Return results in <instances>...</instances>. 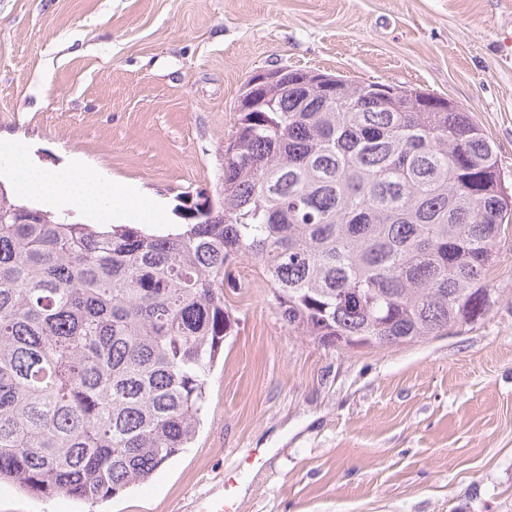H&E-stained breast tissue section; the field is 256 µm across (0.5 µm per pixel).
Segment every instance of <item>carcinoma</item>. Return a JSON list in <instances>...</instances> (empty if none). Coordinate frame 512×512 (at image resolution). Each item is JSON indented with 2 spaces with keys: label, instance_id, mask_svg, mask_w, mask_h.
<instances>
[{
  "label": "carcinoma",
  "instance_id": "obj_1",
  "mask_svg": "<svg viewBox=\"0 0 512 512\" xmlns=\"http://www.w3.org/2000/svg\"><path fill=\"white\" fill-rule=\"evenodd\" d=\"M224 145V190L165 235L16 203L0 184V482L105 500L195 438L249 258L288 331L417 343L495 303L512 222L495 143L424 90L281 68Z\"/></svg>",
  "mask_w": 512,
  "mask_h": 512
}]
</instances>
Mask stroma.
I'll list each match as a JSON object with an SVG mask.
<instances>
[{
    "mask_svg": "<svg viewBox=\"0 0 512 512\" xmlns=\"http://www.w3.org/2000/svg\"><path fill=\"white\" fill-rule=\"evenodd\" d=\"M423 89L471 113L512 190V0H0V139L80 154L165 205L222 198L224 144L261 70ZM494 305L432 340L328 349L289 334L242 259L199 431L106 501L0 484V512H512V224Z\"/></svg>",
    "mask_w": 512,
    "mask_h": 512,
    "instance_id": "stroma-1",
    "label": "stroma"
}]
</instances>
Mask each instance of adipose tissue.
<instances>
[{"label":"adipose tissue","instance_id":"1","mask_svg":"<svg viewBox=\"0 0 512 512\" xmlns=\"http://www.w3.org/2000/svg\"><path fill=\"white\" fill-rule=\"evenodd\" d=\"M0 158L6 160L18 186L50 207L72 209L88 217L107 213L116 222L133 219L145 224L154 223L163 211L158 201L144 196L139 188L106 182L77 154L49 169L40 166L31 152L0 141Z\"/></svg>","mask_w":512,"mask_h":512}]
</instances>
